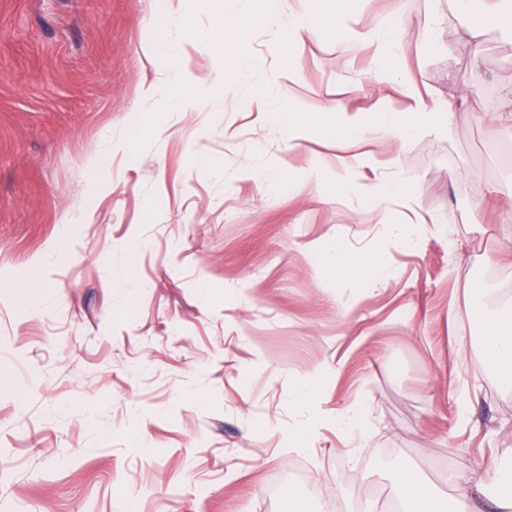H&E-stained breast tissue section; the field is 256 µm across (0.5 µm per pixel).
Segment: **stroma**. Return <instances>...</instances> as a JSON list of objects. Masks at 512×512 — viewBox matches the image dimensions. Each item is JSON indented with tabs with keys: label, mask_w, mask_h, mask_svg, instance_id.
Segmentation results:
<instances>
[{
	"label": "stroma",
	"mask_w": 512,
	"mask_h": 512,
	"mask_svg": "<svg viewBox=\"0 0 512 512\" xmlns=\"http://www.w3.org/2000/svg\"><path fill=\"white\" fill-rule=\"evenodd\" d=\"M276 6L278 28L250 30L257 66L226 84L239 107L183 111L172 74L201 93L215 64L185 34L171 59L170 0H0V512H388L398 470L445 507L477 466L498 472L490 493L512 479V381L478 326L512 286V125L490 122L512 32L473 0L476 58L448 0H347L408 39L437 14L430 48L396 59L418 98L335 25L297 47L292 91L271 45L299 3ZM462 83L450 132L400 151L344 144L319 113L292 153L271 117L336 97L367 120L413 112ZM340 155L357 160L344 192ZM396 169L417 211L365 195ZM387 222L416 224L412 242H386ZM338 243L388 264L325 270ZM314 371L309 407L296 390Z\"/></svg>",
	"instance_id": "stroma-1"
}]
</instances>
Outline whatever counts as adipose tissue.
<instances>
[{
    "label": "adipose tissue",
    "instance_id": "adipose-tissue-1",
    "mask_svg": "<svg viewBox=\"0 0 512 512\" xmlns=\"http://www.w3.org/2000/svg\"><path fill=\"white\" fill-rule=\"evenodd\" d=\"M215 22L204 30H195L190 14L177 10L169 15V24L175 31L191 33L195 42L217 61L246 72L252 60L242 43L252 24L264 22L268 27L278 25L274 0H208ZM336 17L333 8L320 10L306 8L299 13L296 23L278 42L276 49L288 64V80L300 84L299 59L295 46L318 36ZM458 100H446L420 112H384L373 126H365L362 119L347 114L340 100L324 101L320 109L336 114L341 119L338 131L342 140L352 142L371 135L380 140H398L400 146L410 145L416 137L435 129H449L458 109ZM485 358L507 376H512V305L500 308L494 316L481 323Z\"/></svg>",
    "mask_w": 512,
    "mask_h": 512
}]
</instances>
